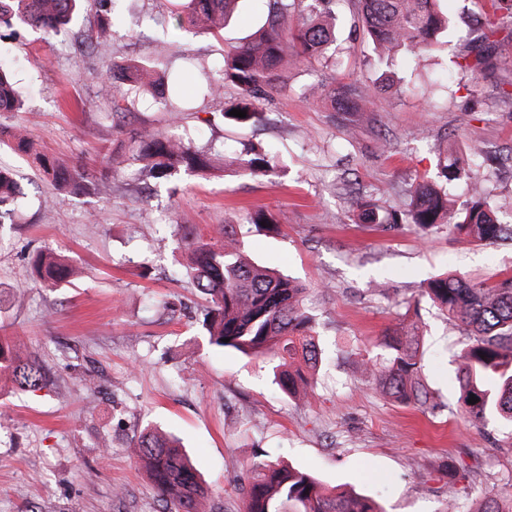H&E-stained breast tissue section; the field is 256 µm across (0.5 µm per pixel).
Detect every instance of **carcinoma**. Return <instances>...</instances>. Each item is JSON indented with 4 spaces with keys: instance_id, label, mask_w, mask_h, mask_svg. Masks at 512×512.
I'll return each mask as SVG.
<instances>
[{
    "instance_id": "carcinoma-1",
    "label": "carcinoma",
    "mask_w": 512,
    "mask_h": 512,
    "mask_svg": "<svg viewBox=\"0 0 512 512\" xmlns=\"http://www.w3.org/2000/svg\"><path fill=\"white\" fill-rule=\"evenodd\" d=\"M82 0H0V30L16 32L29 27L50 36L66 29ZM96 7V23L81 41L87 52L101 54L112 41L110 0H88ZM358 21L375 50L374 65L393 66L394 55L403 52L419 57L434 50L438 35L447 29L448 17L437 9V0H354ZM336 0H267L264 24L248 40L224 52L202 84L206 96L221 95L224 88L235 89V97L224 107V121L252 126L263 120L258 102L269 89L285 86L288 54L323 60L335 39L338 21L332 5ZM492 12L485 16L483 39L495 35L504 11L512 18V0H491ZM233 10V0H171L170 17L178 23L218 33ZM489 65L488 56L477 52L458 64L463 73L475 74ZM153 66L130 60H112L99 76L103 97L112 103V112L124 117L130 111L132 95L145 90L169 109L171 124L180 115L171 101L176 82L169 69L154 76ZM371 97V87L360 83H339L306 88L301 98L328 101L332 111L355 116ZM20 109L12 74L0 62V112ZM234 109L246 117L229 115ZM0 145L28 154L36 167L55 186L65 191L91 187L100 193L112 190V160L105 158V173L93 179L85 170L73 172L52 157L38 151L17 126L0 125ZM127 160L159 181L180 171L206 173L215 168L216 145H195L193 138L175 136L165 130L144 129L120 142ZM238 171L252 178L270 171L268 152L254 147L235 161ZM442 180L416 183L410 191L408 209H385L375 199L359 204L357 220L375 224L383 231L399 224H412L429 233L442 224L457 235L479 242H492L512 233V227L497 223L487 205L483 180L460 153L445 154L440 164ZM466 177L472 185L466 206L448 208V181ZM20 195L14 173L0 167V224ZM178 249L185 255L184 275L205 295L202 327L211 344L232 348L242 354L276 361L280 389L287 394L307 391L312 373L323 361L318 322L303 304L305 288L297 281L255 263L230 224L209 236L195 227L179 225L174 233ZM30 265L47 286L68 281L74 273L71 259L53 252L39 251ZM425 294L439 305L448 318L464 327L468 342L456 362L462 391L463 411L474 420L499 417L512 421V275L492 283H473L448 274L427 283ZM388 352L369 361L367 370L381 392L403 404L426 407L433 393L423 379L418 354V337L387 346ZM0 371L13 375L24 388L41 390L48 385L42 369L15 356L13 345L0 336ZM478 402L469 403L470 395ZM132 454L139 460L161 500L165 512H199L207 490L201 484L179 446L152 429H144L132 442ZM241 483L244 512H381L369 496L336 487H325L309 472L278 461L252 464ZM445 512H512V502L504 506L495 495H484L476 507L465 510L450 502Z\"/></svg>"
}]
</instances>
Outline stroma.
I'll return each instance as SVG.
<instances>
[{
  "instance_id": "1",
  "label": "stroma",
  "mask_w": 512,
  "mask_h": 512,
  "mask_svg": "<svg viewBox=\"0 0 512 512\" xmlns=\"http://www.w3.org/2000/svg\"><path fill=\"white\" fill-rule=\"evenodd\" d=\"M486 2L440 0L452 25L438 50L385 72L371 64L352 0H340L331 61L289 55L287 90L260 101L267 122L239 128L223 122V100L194 90L201 65L257 29L264 0H240L220 36L159 26L167 0H116L114 55L161 67L187 54L198 61L185 72L180 132L222 143L229 163L250 146L272 148L274 168L254 179L230 167L207 177L183 171L161 183L124 166L111 193L98 195L57 190L0 150V167L26 193L12 223L0 226V336L15 337L19 358L38 361L51 379L31 392L0 376V512H160L130 452L147 427L178 438L210 487L201 512H242L237 480L262 453L370 496L384 512L512 497V424L464 418L452 359L466 333L421 295L447 270L477 282L512 275V240L471 243L444 225L425 236L355 221L356 198L404 205L410 185L435 178L449 149L473 155L489 204L512 221V39L495 37L496 66L478 80L461 83L455 68L479 43ZM0 59L12 64L23 103L9 124L65 165L100 171L102 153L122 139L115 124H165L148 95L117 120L98 91L105 60L78 50L72 34L1 31ZM354 77L378 89L369 104L377 126L339 123L298 96ZM382 136L389 151L378 146ZM254 206L286 213L287 224L277 233L256 228ZM175 224L234 225L256 261L305 284L325 349L314 398L282 394L269 361L210 344L202 297L175 275ZM44 249L76 261L73 283L50 290L36 281L29 258ZM415 324L432 411L388 399L364 369Z\"/></svg>"
}]
</instances>
